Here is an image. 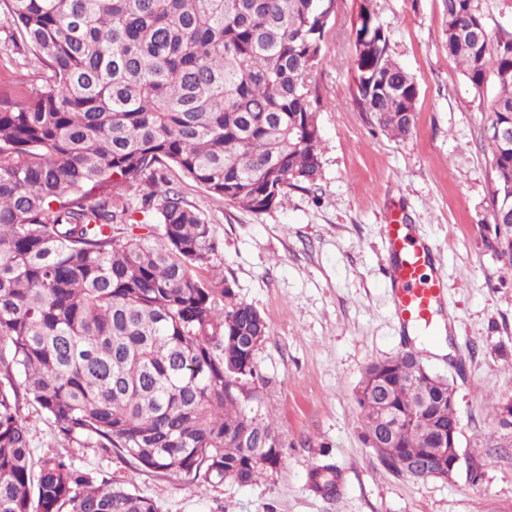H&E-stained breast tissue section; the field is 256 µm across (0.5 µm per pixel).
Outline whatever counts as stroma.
Returning a JSON list of instances; mask_svg holds the SVG:
<instances>
[{"label":"stroma","mask_w":512,"mask_h":512,"mask_svg":"<svg viewBox=\"0 0 512 512\" xmlns=\"http://www.w3.org/2000/svg\"><path fill=\"white\" fill-rule=\"evenodd\" d=\"M389 36L390 53L419 83L415 120L396 140L361 112L351 31L361 6ZM443 0H336L321 66V176L280 204L254 213L211 196L178 169L168 177L216 227L212 272L265 317L259 378L242 396L260 407L283 448L280 466L246 486L213 487L136 472L116 454L67 445L34 406L35 457L60 452L115 482H133L162 512H512V427L490 404L512 401V261L492 246L488 182L492 120L445 48ZM45 74L13 27L0 22V93L42 86ZM438 246L453 329L448 354L395 330L383 286L380 225L388 211ZM414 346L454 387L465 466L452 478L413 479L380 464L361 437L354 390L366 367ZM332 460L334 497L308 484L313 464Z\"/></svg>","instance_id":"stroma-1"}]
</instances>
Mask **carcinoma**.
Here are the masks:
<instances>
[{"label": "carcinoma", "instance_id": "1", "mask_svg": "<svg viewBox=\"0 0 512 512\" xmlns=\"http://www.w3.org/2000/svg\"><path fill=\"white\" fill-rule=\"evenodd\" d=\"M448 56L478 95L496 87L490 148L497 248L512 259V29L491 35L480 0H443ZM336 0H0L46 84L0 95V512H160L122 483L60 453L34 459L39 407L69 445L110 448L136 471L213 487L247 485L282 460L261 410L243 406L269 333L223 278L215 226L167 178L175 166L213 196L253 212L316 184L321 140L309 73L321 65ZM355 98L406 138L416 79L377 24L357 25ZM156 223L120 232L128 192ZM161 242L153 243V238ZM372 364L355 393L362 436L386 404L401 421L378 456L435 452L458 422L453 388L414 409L422 356ZM313 490L336 491L315 465Z\"/></svg>", "mask_w": 512, "mask_h": 512}]
</instances>
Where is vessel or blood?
<instances>
[{
	"instance_id": "vessel-or-blood-1",
	"label": "vessel or blood",
	"mask_w": 512,
	"mask_h": 512,
	"mask_svg": "<svg viewBox=\"0 0 512 512\" xmlns=\"http://www.w3.org/2000/svg\"><path fill=\"white\" fill-rule=\"evenodd\" d=\"M382 232L387 263L385 286L397 328L405 332L432 324L447 306L445 283L434 266L433 244L392 215L386 217Z\"/></svg>"
}]
</instances>
